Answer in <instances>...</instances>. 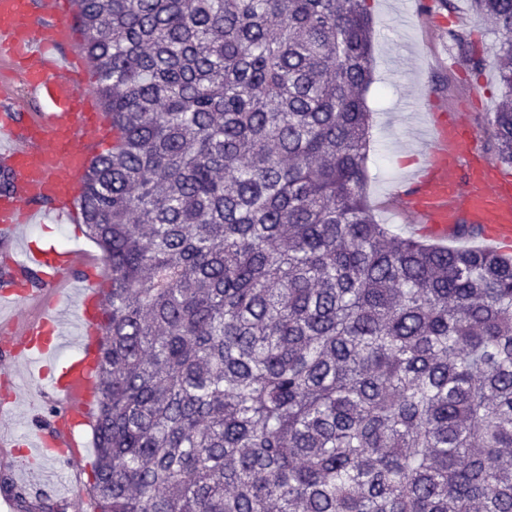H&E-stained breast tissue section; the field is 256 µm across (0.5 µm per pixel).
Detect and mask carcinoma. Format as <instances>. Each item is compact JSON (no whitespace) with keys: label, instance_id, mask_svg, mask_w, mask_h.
Segmentation results:
<instances>
[{"label":"carcinoma","instance_id":"obj_1","mask_svg":"<svg viewBox=\"0 0 512 512\" xmlns=\"http://www.w3.org/2000/svg\"><path fill=\"white\" fill-rule=\"evenodd\" d=\"M77 2L112 127L90 512H512V257L372 213L366 0ZM470 7L512 167V0Z\"/></svg>","mask_w":512,"mask_h":512}]
</instances>
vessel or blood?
Returning <instances> with one entry per match:
<instances>
[{
    "mask_svg": "<svg viewBox=\"0 0 512 512\" xmlns=\"http://www.w3.org/2000/svg\"><path fill=\"white\" fill-rule=\"evenodd\" d=\"M76 0H0V69L19 71L28 94L49 106L18 121L12 113L15 89L0 83V169L12 187L0 195V309L9 308L10 337L0 343V379L15 385L23 371L46 381L44 406L52 407L53 440H28L33 460L59 459L73 476L82 472L76 436L94 410L93 364L99 298L79 287L80 320L87 334L78 344L68 336L69 308L55 298L56 285L88 269L83 254L44 247L29 225L45 218L64 224L76 214L94 158L108 143L110 125L99 100L82 90L90 61L72 44L76 38ZM481 132L462 119L438 118L424 141L428 155L422 172L409 180L404 210L440 240L457 235L461 224H475L499 247L512 245V174L484 161ZM44 308L23 319L31 304ZM76 353L61 368L46 370V359L67 346ZM16 438L0 419V470L18 472L24 487L43 483L39 469L16 471Z\"/></svg>",
    "mask_w": 512,
    "mask_h": 512,
    "instance_id": "vessel-or-blood-1",
    "label": "vessel or blood"
}]
</instances>
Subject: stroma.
Returning <instances> with one entry per match:
<instances>
[{"label": "stroma", "instance_id": "35a3bbf8", "mask_svg": "<svg viewBox=\"0 0 512 512\" xmlns=\"http://www.w3.org/2000/svg\"><path fill=\"white\" fill-rule=\"evenodd\" d=\"M374 21L373 82L366 92L372 113L368 150L366 195L376 219L394 234L412 237L414 220L398 208L399 196L424 148L412 131L405 103L427 100L431 111H465L468 120L486 128L487 114L494 111L501 89L492 66L501 37L481 24L469 0H451L450 7L435 0H368ZM413 9L417 19L404 25L402 15ZM458 16L456 31L470 34L485 65L473 70L465 55L450 38L438 17ZM42 240L56 246L75 243L86 256L100 257L99 247L84 233L81 220L66 224L34 225Z\"/></svg>", "mask_w": 512, "mask_h": 512}]
</instances>
